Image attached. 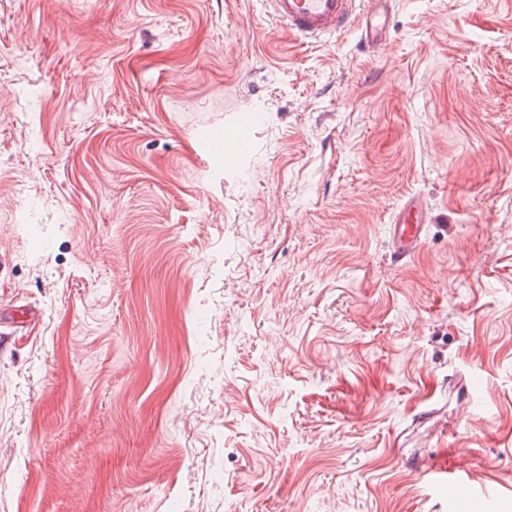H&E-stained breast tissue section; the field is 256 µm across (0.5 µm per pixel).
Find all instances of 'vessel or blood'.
Wrapping results in <instances>:
<instances>
[{
	"label": "vessel or blood",
	"mask_w": 512,
	"mask_h": 512,
	"mask_svg": "<svg viewBox=\"0 0 512 512\" xmlns=\"http://www.w3.org/2000/svg\"><path fill=\"white\" fill-rule=\"evenodd\" d=\"M272 14L297 35L311 39L356 30L360 45L379 52L387 44V16L390 0H270ZM433 217L416 196L408 197L390 224L396 260L410 256L421 241L426 224Z\"/></svg>",
	"instance_id": "b4317fda"
}]
</instances>
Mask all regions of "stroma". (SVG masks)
Instances as JSON below:
<instances>
[{
  "mask_svg": "<svg viewBox=\"0 0 512 512\" xmlns=\"http://www.w3.org/2000/svg\"><path fill=\"white\" fill-rule=\"evenodd\" d=\"M387 24L0 0V512H512V0ZM431 211L418 196L408 197L390 221L393 254L397 261L410 256L421 241L426 224H431Z\"/></svg>",
  "mask_w": 512,
  "mask_h": 512,
  "instance_id": "35a3bbf8",
  "label": "stroma"
}]
</instances>
